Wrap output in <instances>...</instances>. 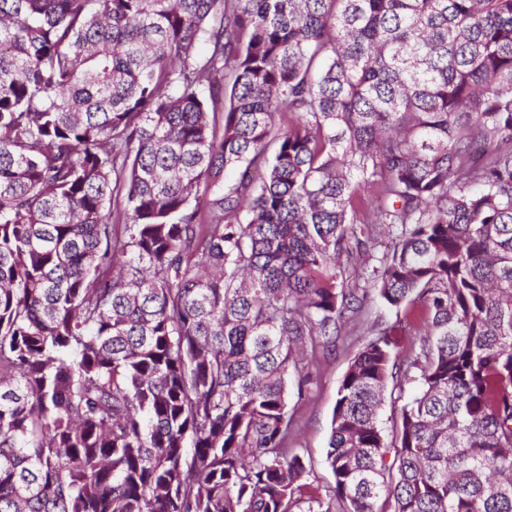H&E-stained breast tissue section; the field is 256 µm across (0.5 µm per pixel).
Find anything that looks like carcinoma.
<instances>
[{"mask_svg":"<svg viewBox=\"0 0 512 512\" xmlns=\"http://www.w3.org/2000/svg\"><path fill=\"white\" fill-rule=\"evenodd\" d=\"M0 512H512V0H0ZM396 321V311L383 307L377 301L367 302L360 321H348L336 352L319 354L311 372L313 384L309 397L304 401L292 398L289 414L292 416L288 448L304 453L312 463L310 481L314 486H326L333 475L326 462L330 422L337 390L350 359L372 334L374 324H391Z\"/></svg>","mask_w":512,"mask_h":512,"instance_id":"cac0c4a2","label":"carcinoma"}]
</instances>
